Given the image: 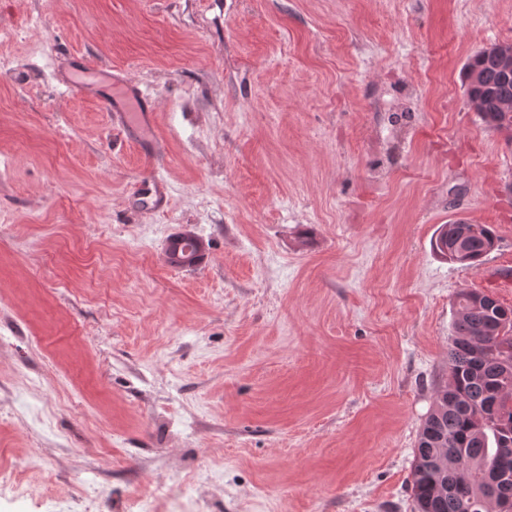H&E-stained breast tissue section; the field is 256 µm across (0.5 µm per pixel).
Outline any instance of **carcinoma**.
Here are the masks:
<instances>
[{
  "instance_id": "carcinoma-1",
  "label": "carcinoma",
  "mask_w": 512,
  "mask_h": 512,
  "mask_svg": "<svg viewBox=\"0 0 512 512\" xmlns=\"http://www.w3.org/2000/svg\"><path fill=\"white\" fill-rule=\"evenodd\" d=\"M463 81L476 112L495 130H512V78L500 61L473 56ZM496 236L486 224L456 221L438 227L433 249L445 259L477 265L494 248ZM204 244L191 232L170 243L167 260L190 255L199 261ZM448 350V385L435 391L433 407L423 422L411 470L417 512H497L489 494L469 495L481 482L482 466L498 456L502 440H512V308L486 292H462ZM443 448H452L467 469L439 468Z\"/></svg>"
}]
</instances>
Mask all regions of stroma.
Masks as SVG:
<instances>
[{"label": "stroma", "instance_id": "obj_1", "mask_svg": "<svg viewBox=\"0 0 512 512\" xmlns=\"http://www.w3.org/2000/svg\"><path fill=\"white\" fill-rule=\"evenodd\" d=\"M495 42L512 0H0V512H182L202 470L194 512H415L457 296L512 307V133L463 83ZM72 55L150 95L151 157ZM495 242V233L489 225L456 221L438 227L432 246L451 262L477 265L494 248ZM178 245L180 247L178 248ZM204 244L191 232H186L178 235L174 241H171L170 246L167 250V260L170 264L180 267L176 256L180 258L185 257V253L188 252L187 256L195 258L197 264L203 257Z\"/></svg>", "mask_w": 512, "mask_h": 512}]
</instances>
